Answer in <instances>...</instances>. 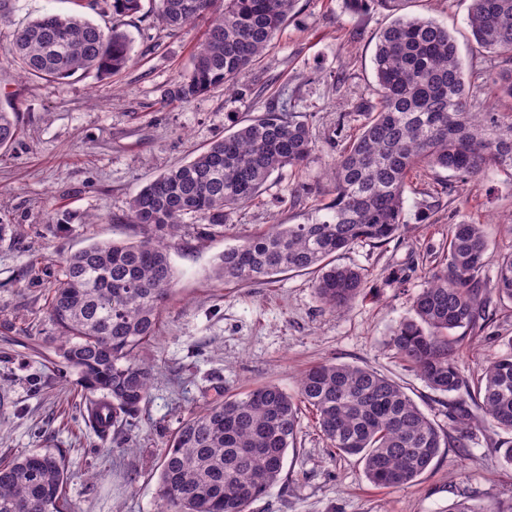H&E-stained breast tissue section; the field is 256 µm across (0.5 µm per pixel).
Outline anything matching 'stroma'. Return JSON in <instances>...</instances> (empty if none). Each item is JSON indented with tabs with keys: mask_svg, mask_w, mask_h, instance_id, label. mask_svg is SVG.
Returning a JSON list of instances; mask_svg holds the SVG:
<instances>
[{
	"mask_svg": "<svg viewBox=\"0 0 512 512\" xmlns=\"http://www.w3.org/2000/svg\"><path fill=\"white\" fill-rule=\"evenodd\" d=\"M131 17L112 18L74 0H12L11 25L0 28V103H12L20 134L0 151V460L36 448L60 452L72 471L66 494L74 512H156L157 474L166 441L206 403L267 382L297 390L300 373L332 361L368 366L403 385L420 409L451 432L448 396L429 388L396 358L390 336L409 314L408 294L425 286L424 269L446 258L453 225H484L489 247L479 272L493 283L500 257L512 253V182L487 173L467 192L445 170L413 172L405 192L408 228L383 246L361 243L338 255L368 274L364 295L345 313L323 306L305 272H284L245 285L217 277L225 247L268 224H297L331 199L326 176L337 135L357 133L362 107L377 101L376 40L391 17L372 6L352 13L345 0H298L273 46L240 76L255 87L243 97L218 89L190 104L163 99L184 75L206 29L174 33L151 0ZM471 0H408L403 14L447 26L472 99L485 109L484 82L500 71L482 55L467 24ZM80 12L100 26L120 25L133 63L109 79L76 73L56 84L21 77L6 52L15 29L46 13ZM342 77L333 83L331 74ZM287 90L316 148L302 173L272 175L262 195L229 216L222 237L186 227L171 248L177 272L156 335L140 351L154 381L130 425L99 432L87 420L84 390L53 340L49 286L61 260L90 243L137 241L148 228L127 222V203L143 185L188 160L215 134L260 115ZM294 196L292 205L280 198ZM438 200L429 219L422 204ZM406 280L389 282L390 273ZM490 335L457 330L459 366L475 377L512 337V302L491 307ZM503 431L475 427L467 455L441 449L415 482L379 488L356 458L330 448L310 411L289 450L282 476L246 512H448L464 497L489 512H512V466L497 451Z\"/></svg>",
	"mask_w": 512,
	"mask_h": 512,
	"instance_id": "35a3bbf8",
	"label": "stroma"
}]
</instances>
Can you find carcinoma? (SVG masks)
<instances>
[{"mask_svg": "<svg viewBox=\"0 0 512 512\" xmlns=\"http://www.w3.org/2000/svg\"><path fill=\"white\" fill-rule=\"evenodd\" d=\"M295 2L157 0L158 19L173 31L207 21L190 70L164 97L186 105L221 87L252 93L238 78L270 47ZM402 2L345 0L354 13L373 5L394 15L373 56L378 102L329 164L333 198L299 224H271L225 248L218 268L224 283L311 273L321 303L345 311L364 294L367 274L336 263V254L359 243L387 244L407 226L404 193L413 171L444 169L463 187L489 171L512 181V112L496 111L497 102L512 99V69L489 77L487 111H474L454 37L433 20L399 14ZM103 3L119 17L141 10V0ZM468 24L478 48L512 61V0H472ZM7 52L24 77L56 83L79 71L110 77L132 61L124 30L75 13L28 22L14 31ZM17 135L15 108L0 105V149ZM314 150L309 124L273 104L131 197L126 218L150 228V236L93 242L63 260L47 314L61 357L90 394L91 421L106 411L112 426L125 425L149 394L152 372L137 353L155 336L174 286L170 239L188 219L203 234L226 232L229 215L258 198L274 173L300 170ZM488 245L484 225H454L448 263L428 268L425 287L409 299L410 316L390 337L394 353L432 390L461 394L448 407L457 435L444 433L395 380L326 361L306 369L294 393L266 383L182 421L162 450L158 512H245L280 480L304 408L330 446L358 457L378 487L411 484L440 449L466 448L473 406L488 425L512 433V338L473 379L459 370L452 338L457 329L484 331L492 299L512 302V253L498 264L493 287L478 278ZM70 478L69 462L48 448L0 460V512H25L27 505L71 512Z\"/></svg>", "mask_w": 512, "mask_h": 512, "instance_id": "obj_1", "label": "carcinoma"}]
</instances>
